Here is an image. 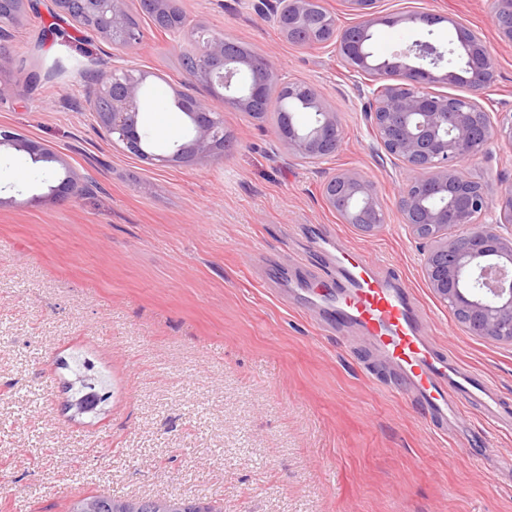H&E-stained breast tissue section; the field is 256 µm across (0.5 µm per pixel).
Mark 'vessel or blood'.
<instances>
[{"label":"vessel or blood","mask_w":512,"mask_h":512,"mask_svg":"<svg viewBox=\"0 0 512 512\" xmlns=\"http://www.w3.org/2000/svg\"><path fill=\"white\" fill-rule=\"evenodd\" d=\"M334 265L336 276L325 283L328 316L371 336L387 361L400 368L421 405L444 418L453 408V394L485 395L483 384L453 369L421 336L406 285L379 276L376 261L356 251L340 254Z\"/></svg>","instance_id":"1"}]
</instances>
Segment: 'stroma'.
<instances>
[{"label": "stroma", "mask_w": 512, "mask_h": 512, "mask_svg": "<svg viewBox=\"0 0 512 512\" xmlns=\"http://www.w3.org/2000/svg\"><path fill=\"white\" fill-rule=\"evenodd\" d=\"M257 0H179L204 25L274 57L286 81L316 87L338 114L336 154L286 157L272 119H255L184 82L172 35L127 0L149 71L142 128L156 152L191 130L177 94L208 100L233 146L223 157L150 166L110 144L88 102L94 76L123 54L56 15L26 9L0 41L15 89L0 130L53 150L60 163L0 151V512H69L92 495L187 499L210 512H512V345L475 336L435 297L396 199L405 171L370 131L372 78L334 52L286 42ZM491 0H376L382 16L444 23L379 25L385 59L414 40L447 45L451 21L498 59L488 112L512 104V45ZM74 195L33 202L64 170ZM360 172L385 225L360 233L330 210L325 180ZM498 190L512 147L466 162ZM374 258L413 291L439 357L484 381L496 408L464 403L441 424L353 327L325 326L314 276L329 272L319 237ZM102 400L81 410L83 383Z\"/></svg>", "instance_id": "1"}]
</instances>
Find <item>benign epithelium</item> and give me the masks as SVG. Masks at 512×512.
Wrapping results in <instances>:
<instances>
[{"label":"benign epithelium","instance_id":"benign-epithelium-1","mask_svg":"<svg viewBox=\"0 0 512 512\" xmlns=\"http://www.w3.org/2000/svg\"><path fill=\"white\" fill-rule=\"evenodd\" d=\"M35 0H0V40L10 36L14 24ZM317 0H276L257 6L260 16L282 30L284 40L306 49L333 47L348 72L368 75L384 82L367 109L370 130L385 151L400 160L406 176L396 200L402 223L411 234L430 244L423 258L427 282L437 298L460 322L477 334L496 342L512 344V279L496 283L489 298L460 287L463 272L484 268L488 262L499 269L512 268V236L499 233L501 224H512V182L489 193L485 184L460 174L466 160L488 157L492 149L512 147V107L496 113L481 104L483 88L497 78V61L488 45L468 28L440 15H401L383 18L374 10L375 0H346L357 23L347 31H336V17L328 12L315 26L303 24ZM59 14L82 29L103 38L127 58L136 55L142 31L126 7V0H54ZM492 24L502 42L512 44V0H492ZM431 27L449 23L455 33L448 42L450 54L462 60L442 75L444 50L429 40L417 39L404 51L379 61L370 49L372 29L380 24L415 23ZM192 53L185 73L193 84L224 91V101L252 112L278 89L311 111L307 127L295 124L293 114H282L279 145L289 158L317 162L342 144L337 113L316 88L306 82H283L279 65L268 54L263 66L254 69L224 34L204 26L185 35ZM150 73L134 65L105 72L92 91L93 112L112 146L148 164L190 162L221 157L231 145L224 117L210 104L180 94L176 105L187 116L192 134L173 142L167 154L149 151L139 122L143 88ZM442 82L464 85L469 95L456 99L437 95L428 85ZM26 153L32 163H53L57 156L49 148L0 130V149ZM77 178L65 171L48 197L62 198L73 192ZM325 203L344 214V221L365 235H374L385 224L374 185L354 170H341L323 185Z\"/></svg>","mask_w":512,"mask_h":512}]
</instances>
